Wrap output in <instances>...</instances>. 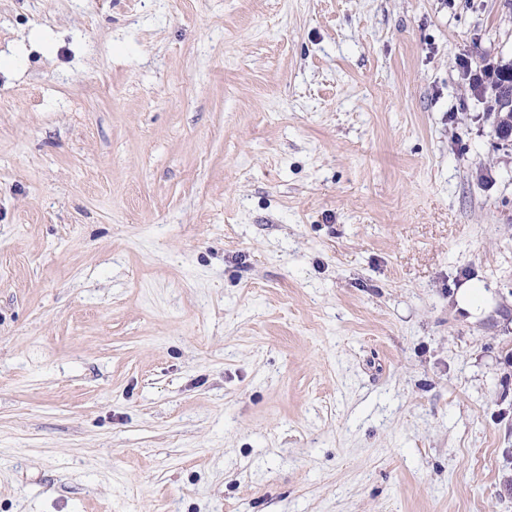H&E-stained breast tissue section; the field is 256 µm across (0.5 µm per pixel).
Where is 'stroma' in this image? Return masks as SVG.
<instances>
[{
	"label": "stroma",
	"instance_id": "obj_1",
	"mask_svg": "<svg viewBox=\"0 0 512 512\" xmlns=\"http://www.w3.org/2000/svg\"><path fill=\"white\" fill-rule=\"evenodd\" d=\"M509 63L512 0H0V512H512ZM458 308L471 316H478L487 309L486 294L483 283L472 279L463 284L456 293Z\"/></svg>",
	"mask_w": 512,
	"mask_h": 512
}]
</instances>
